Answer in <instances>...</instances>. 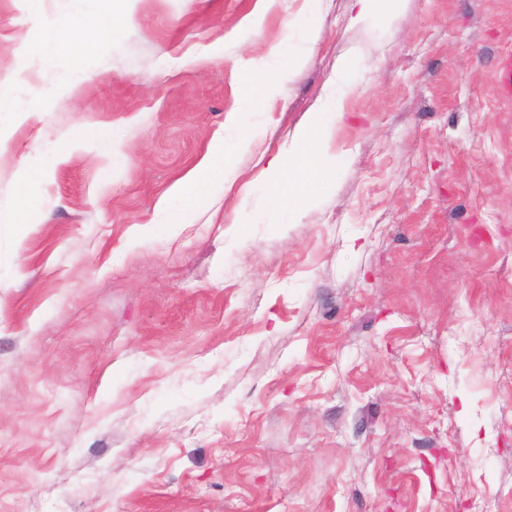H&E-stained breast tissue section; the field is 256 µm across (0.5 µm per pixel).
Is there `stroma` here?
Instances as JSON below:
<instances>
[{
  "label": "stroma",
  "instance_id": "obj_1",
  "mask_svg": "<svg viewBox=\"0 0 512 512\" xmlns=\"http://www.w3.org/2000/svg\"><path fill=\"white\" fill-rule=\"evenodd\" d=\"M0 0V512H512V0ZM291 32H284V23ZM314 38L311 59L297 49ZM332 176L266 164L324 108ZM288 72L246 107L239 66ZM249 199L170 191L217 139ZM152 231H145V224ZM355 12L350 18V22L352 25H359L366 22H369L376 18L377 12L380 7H383L385 11L388 13L397 12L404 0H353ZM385 1V3L380 6L377 2ZM81 42L90 49L96 48L99 42V36L92 40L84 39L81 31H77L67 20L61 23L50 25L45 33L43 47L49 55L62 50L67 44ZM30 112V103L19 91L10 89L2 91L0 86V120L2 116L17 117ZM327 136L326 112H310L307 122L295 130L286 151L291 159L288 175L268 166L265 185L268 194L278 202L273 212L276 219L291 221L328 179L332 165L325 157Z\"/></svg>",
  "mask_w": 512,
  "mask_h": 512
}]
</instances>
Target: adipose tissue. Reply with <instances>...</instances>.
<instances>
[{"label": "adipose tissue", "mask_w": 512, "mask_h": 512, "mask_svg": "<svg viewBox=\"0 0 512 512\" xmlns=\"http://www.w3.org/2000/svg\"><path fill=\"white\" fill-rule=\"evenodd\" d=\"M239 92L247 103L258 97L272 102L283 93L282 79L279 75L249 68L240 76ZM327 136L325 112L310 113L307 122L295 130L287 150L291 160L289 171L273 167L267 169L266 190L278 202L275 218L292 220L312 200L318 186L328 179L332 165L325 157ZM250 145L247 138L241 139L234 147L217 141L211 151V160L204 162L198 173L172 193L168 204L170 223H186L192 209L206 198L210 184L218 182L225 188H232L236 174L231 157L236 151L248 150Z\"/></svg>", "instance_id": "1"}]
</instances>
